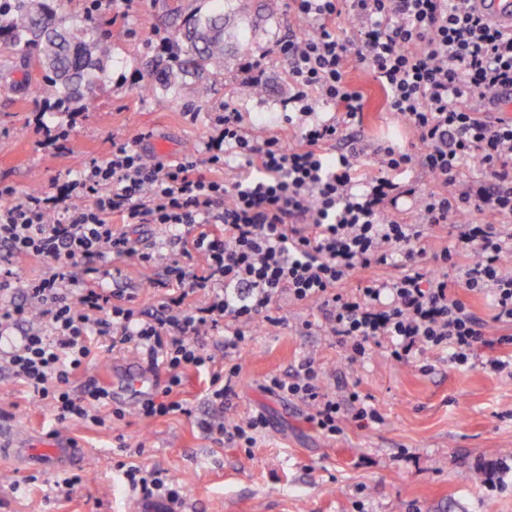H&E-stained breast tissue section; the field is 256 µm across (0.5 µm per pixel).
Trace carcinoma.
<instances>
[{
  "label": "carcinoma",
  "mask_w": 512,
  "mask_h": 512,
  "mask_svg": "<svg viewBox=\"0 0 512 512\" xmlns=\"http://www.w3.org/2000/svg\"><path fill=\"white\" fill-rule=\"evenodd\" d=\"M64 0H0V49L20 54L28 74L40 79L34 92L55 112H74L98 92L112 91L110 33L90 13L76 24L63 14ZM232 0H171L172 33L160 39L159 60L148 62L144 89L169 91L187 76L204 78L189 108L205 110L211 84L224 80L226 9Z\"/></svg>",
  "instance_id": "cac0c4a2"
}]
</instances>
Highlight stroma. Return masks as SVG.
Segmentation results:
<instances>
[{
    "label": "stroma",
    "mask_w": 512,
    "mask_h": 512,
    "mask_svg": "<svg viewBox=\"0 0 512 512\" xmlns=\"http://www.w3.org/2000/svg\"><path fill=\"white\" fill-rule=\"evenodd\" d=\"M237 2L224 80L213 86L208 110L193 114L186 107L191 88L145 93L138 83L152 43L166 34L162 0H141L130 9L104 0L101 14L112 22L119 59L112 67L114 90L88 101L56 152L42 149L27 127L44 104L13 88L21 60L0 53V186L29 190L65 182L91 161L105 160L113 143L135 144L147 130L153 133L150 151L172 158L202 151L214 113L226 106L237 109L255 135L274 134L295 144L287 120L289 65L275 50L294 28L288 0ZM240 34L248 48L237 43ZM250 56L264 64L266 93L259 97L243 68ZM345 79L362 94L364 108L361 125L344 129V136L390 139L409 148L414 133L389 111L367 68L352 65ZM127 232L161 258L123 264L108 286L133 297L139 311L156 313L162 294L151 283L174 259L166 245L169 231L135 224ZM271 315L274 324L248 333L236 357L239 381L225 403L209 399L208 372L189 369L172 394L183 411L146 419L139 414L142 394H127L116 401L124 417L109 428L73 422L66 434L78 443L84 464L31 467L1 454L0 483L17 490L0 493V512H136L139 496L128 487L127 464L165 472L179 488L184 512H512V477L491 493L480 473L484 462L512 456V377L454 367L434 349L398 364L374 345L363 363L353 365L315 304H285ZM90 347L93 361L76 375L73 391L132 365L150 369L156 388H164L165 365L149 366L140 353L112 349L99 337ZM308 357L321 367L323 387L340 397L353 390L369 396L383 423L363 428L349 419L343 434L330 438L307 421L301 400L263 391L265 379L294 372ZM258 413L268 426L251 448L214 439L200 426L211 417L241 421ZM55 427L52 409L35 403L24 384L0 371V432L45 436ZM122 441L128 452L119 451ZM67 474L81 476L82 483L71 497H56L55 482Z\"/></svg>",
    "instance_id": "obj_1"
}]
</instances>
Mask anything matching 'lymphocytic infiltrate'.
<instances>
[{"instance_id":"lymphocytic-infiltrate-1","label":"lymphocytic infiltrate","mask_w":512,"mask_h":512,"mask_svg":"<svg viewBox=\"0 0 512 512\" xmlns=\"http://www.w3.org/2000/svg\"><path fill=\"white\" fill-rule=\"evenodd\" d=\"M288 9L299 29L277 51L290 64L295 114L288 122L298 128L296 145L254 136L228 108L211 124L204 159L190 153L173 160L116 143L106 160L90 162L63 184L0 188V297L17 290L25 297L0 307V335L27 326L21 343L0 355V367L49 405L57 424L79 420L103 428L124 415L96 380L77 396L68 389L91 361L93 336L166 365L167 383L142 401V417L181 410L171 394L190 368L211 369L210 397L224 402L240 374L234 357L246 333L270 322L271 308L284 298L318 304L350 362L385 341L400 363L417 351L444 349L452 365L477 362L512 376V355L479 356L485 348L512 346V234L505 230L512 223V118L485 110L501 89H512V30L488 23L469 0H289ZM343 15L355 38L337 27ZM355 61L371 71L390 111L415 133L410 148L353 139L336 150L343 130L362 120V96L344 79ZM322 105L336 107L337 118L314 120ZM367 153L377 160L376 175L358 164ZM470 161L484 171L474 185L460 178ZM414 164L432 177L433 189L420 193L395 183V174ZM403 197L411 200L415 223L401 216ZM120 222L167 227L178 259L154 285H188L148 319L131 297L105 286L113 264L154 259L117 230ZM450 224L460 227L454 244L427 252L428 239ZM196 256L203 260L198 269L179 263ZM18 258L53 270L18 285L11 269ZM382 265L399 267V275L370 276ZM355 275L361 278L355 291H341ZM197 291L206 296L204 306L187 302ZM470 295L491 299L492 319L471 310ZM492 322L502 329L493 339ZM217 328L224 337L212 354L197 338ZM319 378L309 359L293 374L270 376L265 389L299 398L308 422L330 437L342 433L348 418L363 427L381 422L368 397L354 391L338 400ZM201 426L248 448L267 420L259 414ZM125 476L144 497L179 498L160 470L132 466Z\"/></svg>"}]
</instances>
